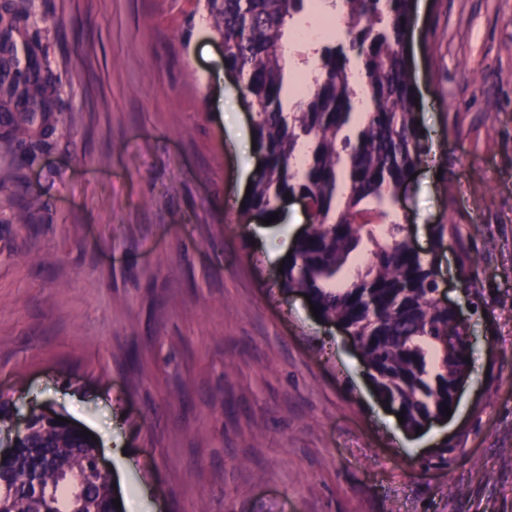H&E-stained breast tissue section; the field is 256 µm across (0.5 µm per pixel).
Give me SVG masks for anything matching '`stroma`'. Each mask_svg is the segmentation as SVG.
I'll return each mask as SVG.
<instances>
[{"label": "stroma", "mask_w": 512, "mask_h": 512, "mask_svg": "<svg viewBox=\"0 0 512 512\" xmlns=\"http://www.w3.org/2000/svg\"><path fill=\"white\" fill-rule=\"evenodd\" d=\"M415 2L428 158L396 209L471 341L418 436L282 292L302 207L266 243L241 221L260 155L232 146L251 117L195 0H0L54 102L49 136L0 122V399L94 434L122 512H512V0Z\"/></svg>", "instance_id": "35a3bbf8"}]
</instances>
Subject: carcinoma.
Wrapping results in <instances>:
<instances>
[{
	"label": "carcinoma",
	"instance_id": "carcinoma-1",
	"mask_svg": "<svg viewBox=\"0 0 512 512\" xmlns=\"http://www.w3.org/2000/svg\"><path fill=\"white\" fill-rule=\"evenodd\" d=\"M224 40V63L243 80L253 134L265 165L242 214L274 210L286 194L306 195L313 213L286 259L285 291L310 297L325 320L352 327L380 392L417 431L451 404L449 387L468 365L470 342L448 354L454 314L435 297L431 264L395 220V188L426 156L417 93L405 53L412 0H341L346 38L314 51L310 92L289 108L286 35L306 0H196ZM20 19L0 12V97L19 138L44 137L53 103ZM361 85L353 82L352 64ZM364 271L341 283L351 258ZM96 445L64 424L37 418L13 456L0 460V512H110L111 487L93 478Z\"/></svg>",
	"mask_w": 512,
	"mask_h": 512
}]
</instances>
